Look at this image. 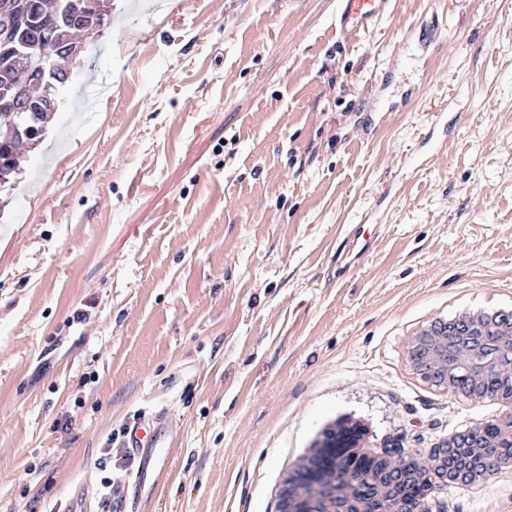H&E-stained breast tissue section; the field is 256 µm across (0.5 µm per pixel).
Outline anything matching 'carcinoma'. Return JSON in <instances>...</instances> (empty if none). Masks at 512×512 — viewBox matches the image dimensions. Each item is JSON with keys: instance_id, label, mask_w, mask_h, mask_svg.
Wrapping results in <instances>:
<instances>
[{"instance_id": "cac0c4a2", "label": "carcinoma", "mask_w": 512, "mask_h": 512, "mask_svg": "<svg viewBox=\"0 0 512 512\" xmlns=\"http://www.w3.org/2000/svg\"><path fill=\"white\" fill-rule=\"evenodd\" d=\"M15 39L10 44L0 42V89L17 83L38 86L49 74L28 62L14 67L12 61L26 43L39 40L44 34L62 27L66 35L57 39L55 48L66 54L74 45L85 44L88 35L101 30L110 20V0H101V13L87 12L80 0H18ZM34 139L16 135L11 140L0 138V188L12 184L24 151Z\"/></svg>"}]
</instances>
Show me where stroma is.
<instances>
[{
  "mask_svg": "<svg viewBox=\"0 0 512 512\" xmlns=\"http://www.w3.org/2000/svg\"><path fill=\"white\" fill-rule=\"evenodd\" d=\"M336 9L112 0L0 189V512H67L154 410L180 444L132 512H275L345 415L426 460L500 412L407 347L431 317L512 308V0H391L351 44ZM442 102L458 134L405 168ZM422 507L512 512V470Z\"/></svg>",
  "mask_w": 512,
  "mask_h": 512,
  "instance_id": "obj_1",
  "label": "stroma"
}]
</instances>
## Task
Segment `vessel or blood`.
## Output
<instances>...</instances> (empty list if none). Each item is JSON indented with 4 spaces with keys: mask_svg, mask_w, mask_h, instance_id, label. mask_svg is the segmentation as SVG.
<instances>
[{
    "mask_svg": "<svg viewBox=\"0 0 512 512\" xmlns=\"http://www.w3.org/2000/svg\"><path fill=\"white\" fill-rule=\"evenodd\" d=\"M390 0H337L336 30L341 39L354 41L372 30L386 15ZM177 437L175 418L161 411L142 416L127 429L123 441L130 455L137 458L139 468L134 482L118 480L112 484V512H129L130 484H143L152 475L155 459L173 447Z\"/></svg>",
    "mask_w": 512,
    "mask_h": 512,
    "instance_id": "vessel-or-blood-1",
    "label": "vessel or blood"
}]
</instances>
